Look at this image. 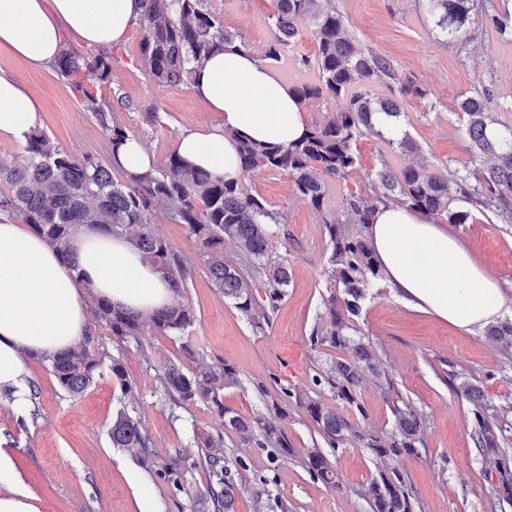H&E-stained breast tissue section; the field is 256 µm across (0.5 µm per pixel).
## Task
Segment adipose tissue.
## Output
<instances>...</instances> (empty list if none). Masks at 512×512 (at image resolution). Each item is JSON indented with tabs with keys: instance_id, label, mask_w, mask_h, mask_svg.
<instances>
[{
	"instance_id": "adipose-tissue-1",
	"label": "adipose tissue",
	"mask_w": 512,
	"mask_h": 512,
	"mask_svg": "<svg viewBox=\"0 0 512 512\" xmlns=\"http://www.w3.org/2000/svg\"><path fill=\"white\" fill-rule=\"evenodd\" d=\"M144 11L143 0H0V46L40 69L64 36L87 46H121ZM191 90L217 112L216 124L187 130L177 142L188 163L227 180L238 177L235 135L288 144L307 130L291 84L252 52H224L196 68ZM41 104L16 77L0 72V140L25 142ZM393 294L406 306L475 332L502 313L505 295L442 225L401 206H379L367 231ZM76 266L15 218L0 213V392L29 404L30 356H54L86 336V292L142 314L169 304L168 279L131 241L87 230L71 241ZM428 261L417 265L414 256ZM11 457L0 451V512H35Z\"/></svg>"
}]
</instances>
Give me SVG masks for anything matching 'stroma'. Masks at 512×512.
Wrapping results in <instances>:
<instances>
[{
	"label": "stroma",
	"mask_w": 512,
	"mask_h": 512,
	"mask_svg": "<svg viewBox=\"0 0 512 512\" xmlns=\"http://www.w3.org/2000/svg\"><path fill=\"white\" fill-rule=\"evenodd\" d=\"M361 43L390 56L399 74L415 80L427 99L405 103L404 129L421 145L416 156L389 150L379 139L359 144L360 163L348 184L374 180L382 166L400 169L424 163L455 170L470 158L463 121L456 108L462 95L489 87L492 108L499 120L512 125V47L490 30L477 32L462 47L438 44L432 24L419 11L417 0H333ZM209 6L228 30L241 35L256 56H263L271 39L269 17L273 0H210ZM140 27L114 50L109 83L83 72L85 86L104 97L119 95L131 104L119 109L115 120L139 137L163 164L176 149L181 131L216 124L217 115L190 88L154 83L140 54ZM316 54L309 25H301L288 48L280 75L288 81L313 79L307 60ZM0 71L20 79L42 103L40 131L75 156L87 153L106 159L110 144L89 113L83 112L69 82L52 68L35 70L0 48ZM252 194L280 209L285 229L271 227L268 254L287 260L291 273L288 294L271 326L254 329L213 288L208 268L195 249L185 225L175 223L164 204L154 207V229L172 247L191 258L194 276L183 295L196 312V323L184 336L153 335L141 339L112 338L107 328L95 332L108 356L119 359L126 381L118 383L103 372L79 395L63 391L38 360H30V381L38 388L36 415L25 427L16 424L17 411L0 398V439L11 455L37 512H139L134 476L152 488L157 512H197L196 501L209 484L198 462V438L217 434L210 408L197 403L172 406L157 375L171 361L180 360L184 344L200 353L195 369L220 360L235 364L241 383L223 393L226 407L250 416L264 412L266 394L292 390L321 395L312 383L314 366L336 358L331 348L313 349L309 336L324 311L328 296L325 270L330 255L325 224L343 218L344 187L329 184L324 211H316L284 173H258L247 178ZM347 184V185H348ZM477 263L495 276L505 290L502 316L512 319V224L492 214H476L469 224L450 227ZM366 339L382 353V376L366 375L363 401L370 426L392 425L388 403L380 390L391 381L425 420L427 456L403 463L415 498L416 512H512V503L499 501L497 477L482 462L472 440L468 401L452 389V381L481 389L498 419L512 428V358H504L484 332L469 333L435 315L405 306L377 281L357 320ZM131 392H124V385ZM136 407L152 439V456L142 461L112 445L110 427L116 413ZM224 446L243 460L233 476L236 512H369L360 491L381 463L356 447L338 450L334 463L343 491L313 480L295 457L271 466L270 451L226 435ZM186 458L180 486L159 476L160 466L174 454ZM263 498H256L259 487Z\"/></svg>",
	"instance_id": "obj_1"
}]
</instances>
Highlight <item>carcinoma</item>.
<instances>
[{"mask_svg":"<svg viewBox=\"0 0 512 512\" xmlns=\"http://www.w3.org/2000/svg\"><path fill=\"white\" fill-rule=\"evenodd\" d=\"M331 0H274L270 17L272 37L265 58L274 62L284 57L307 23L317 43L313 70L315 79L294 85L299 101L314 100L336 105L333 118L316 123L301 140L288 144L264 145L248 139L238 141L236 164L240 178L224 181L202 167L185 164L174 152L154 172L145 175H113L114 160L93 154L76 157L51 144L41 131L27 140L21 160L0 158V211L27 224L59 252L64 263L75 266L69 249L74 236L87 227L112 235L135 229L130 241L151 264L165 270L173 302L149 317L97 298L94 322L110 335L124 339L158 334L184 335L196 322V313L184 302L182 289L191 275V263L156 234L153 205L166 202L171 219L187 226L196 250L206 258L213 288L257 329L270 324L272 314L287 295L290 273L285 261H272L267 246L270 226L283 224V214L251 194L246 178L257 172H284L292 177L297 193L312 207L325 209L327 187L345 183L360 163L358 142L376 136L404 155L421 151L411 135L399 131L404 102L424 99L427 92L409 77H401L391 60L364 46L348 30V21L325 9ZM421 8L433 23L437 41L448 45L474 39L476 28H490L503 41L512 42V12L489 9L480 0H422ZM143 32L140 53L149 65L153 81L162 85L191 86L193 64L211 54L249 50L238 34L224 28L208 0H144L139 19ZM58 76L70 81L83 111L92 114L111 148L129 137L126 128L112 120L114 106L129 108L119 99L103 98L78 80L84 70L94 71L102 82L112 75V52L94 55L70 48L61 51L53 64ZM379 81L391 88V95L375 96L369 85ZM490 89L483 88L456 104L464 119V133L471 151L470 163L489 157L492 164L473 178L469 168L450 173L424 166L394 170L383 167L377 179L361 189H347L343 198L344 222L326 223L331 254L328 299L309 341L312 347L333 348L342 356L327 368H318L312 383L328 390L336 405L320 397L298 394L296 403L316 425L323 446H314L299 457L301 466L327 487L342 489L332 457L346 445H357L378 458L382 467L362 490L371 512H415L412 486L402 468L406 458H418L426 451L425 426L420 414L402 397H393L391 387L383 388L391 403L394 420L388 431L361 426L368 419L362 389L364 375H381L378 350L360 335V316L369 288L382 278L379 259L366 229L377 207L396 203L428 218L443 216L450 224H468L475 213L489 211L506 224L512 223V125L499 122L488 106ZM498 135L489 134L490 127ZM232 245L245 262L261 270L265 299L258 302L242 267L224 259V245ZM486 336L504 355H512V320L487 328ZM57 384L75 396L101 374L105 353L95 333L75 348L52 357H40ZM241 383L237 367L220 361L203 373H187L181 362H169L160 374V386L175 406L187 407L199 401L216 414L224 431L236 434L258 448L271 449V463L293 457L284 430L266 418L246 417L224 406V389ZM458 391L471 404L474 443L483 460L498 474L496 493L512 502V459L503 453L507 429L497 425L480 391L463 383ZM349 408L358 418L341 414L337 406ZM112 445L147 458L152 442L142 429L137 410L123 409L112 420ZM200 464L209 473L207 494L198 504L202 512H235L232 470L242 462L224 449V440L208 435L197 441ZM184 458L169 459L162 473L168 481H180Z\"/></svg>","mask_w":512,"mask_h":512,"instance_id":"carcinoma-1","label":"carcinoma"}]
</instances>
